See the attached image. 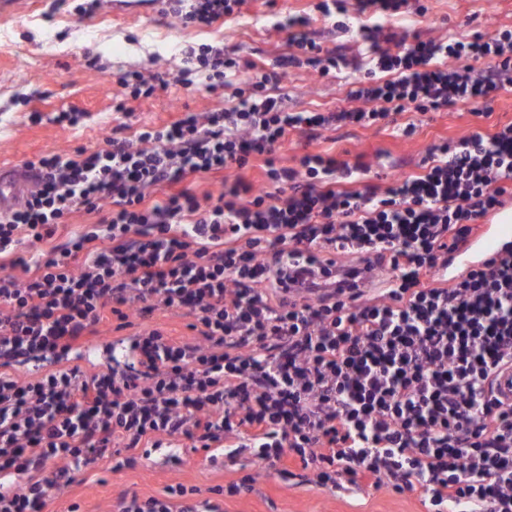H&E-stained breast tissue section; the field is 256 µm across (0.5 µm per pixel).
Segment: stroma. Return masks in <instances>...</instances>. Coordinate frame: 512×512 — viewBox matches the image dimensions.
Here are the masks:
<instances>
[{"label": "stroma", "instance_id": "stroma-1", "mask_svg": "<svg viewBox=\"0 0 512 512\" xmlns=\"http://www.w3.org/2000/svg\"><path fill=\"white\" fill-rule=\"evenodd\" d=\"M0 8V163L26 164L45 155L77 157L81 150L102 147L107 137L131 138L141 127L169 124L185 112L205 113L224 105L223 91L184 87L177 76L188 47L224 46L257 67H271L285 56L287 34L276 28L282 17L308 15V28L325 45L356 54L360 44L351 33L332 28L312 13L314 0H244L238 16L198 30L186 28L166 10L161 0H101L89 16L76 15L84 0H9ZM425 16L393 22L406 36L444 39L462 32L489 33L512 27V0H425ZM131 71L162 76L167 85L154 96L137 100L123 96L120 77ZM291 109L328 112L352 107L345 79L322 77L311 67L288 69L282 83ZM125 113H117L118 99ZM79 109L80 124L54 122L55 113ZM412 135L397 133L393 125L343 128L307 139L290 133L279 153L282 164L293 165L305 152H328L360 161L371 183L385 187L396 179L417 175L429 145L456 139L478 129L486 133L512 122V89L501 91L489 115L476 117L456 108L408 117ZM203 451L184 446L173 456L152 452L133 465L106 464L87 472L82 481L51 498L43 512H67L79 504L80 512H115L123 493L140 498L165 497L169 487L195 488L197 500L217 499L223 512H427L418 494H396L364 486L361 494L341 498L326 489L307 485L296 476L280 478L274 470L259 469L250 454L211 467ZM256 474L252 491L236 496H214L213 488L227 486L245 475Z\"/></svg>", "mask_w": 512, "mask_h": 512}]
</instances>
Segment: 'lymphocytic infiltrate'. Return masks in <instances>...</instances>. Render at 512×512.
<instances>
[{
	"label": "lymphocytic infiltrate",
	"instance_id": "obj_1",
	"mask_svg": "<svg viewBox=\"0 0 512 512\" xmlns=\"http://www.w3.org/2000/svg\"><path fill=\"white\" fill-rule=\"evenodd\" d=\"M175 2L184 26L203 28L244 0ZM304 23L281 22L296 52L275 70L190 49L180 82L230 88L233 106L106 139L78 161L41 157L37 189L0 214V512H43L77 475L165 438L248 449L265 467L291 455L308 485L349 497L370 478L420 493L429 512H512V406L491 390L512 365V257L438 283L449 253L512 199V122L430 145L424 173L383 190L357 161L277 159L292 132L487 115L512 87V28L391 52L362 25L367 52L351 64ZM301 63L323 76L353 67L348 95L369 109L288 111L276 89ZM231 168L219 195L185 185ZM81 210L103 216L54 243ZM385 269L381 287L355 289ZM160 307L189 316L195 341L148 325ZM107 313L133 366L60 365ZM36 353L50 369L20 378L14 365ZM117 508L220 512L180 486Z\"/></svg>",
	"mask_w": 512,
	"mask_h": 512
}]
</instances>
